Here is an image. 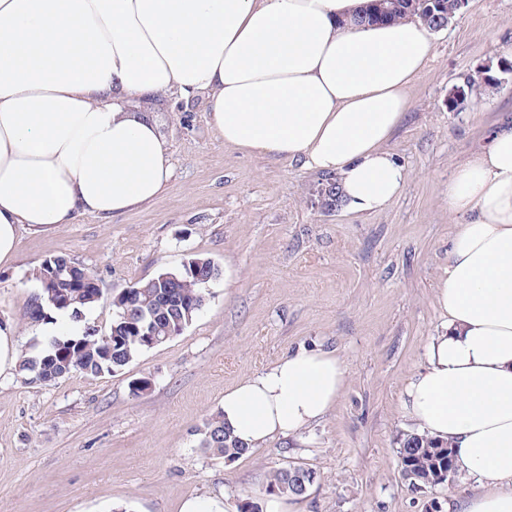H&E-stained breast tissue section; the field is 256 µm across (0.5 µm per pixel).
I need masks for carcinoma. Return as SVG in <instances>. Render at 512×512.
Here are the masks:
<instances>
[{"label":"carcinoma","instance_id":"carcinoma-1","mask_svg":"<svg viewBox=\"0 0 512 512\" xmlns=\"http://www.w3.org/2000/svg\"><path fill=\"white\" fill-rule=\"evenodd\" d=\"M388 12L378 8L355 18L361 24L396 21L418 17L424 11L423 0H390ZM61 258L44 260L34 271L43 312L27 309L25 318L32 323L48 321L51 314L64 312L71 321L79 322L82 309L100 301L96 289L71 287V277H57ZM178 281L166 278V272L139 281L129 296L112 297L115 311L110 331L98 335L80 327L65 336H53L37 351H24L18 358L17 372L31 383L49 384L73 371L98 376L116 373L137 355L153 348L152 337L170 335L175 326L185 329L205 304V287L219 275L218 266L207 257L190 256L177 272ZM201 446L216 458L234 459L248 449L233 439L224 428L220 415L207 420L200 429ZM398 465L412 484L432 488L437 485L438 472L448 466V446L423 434L406 435L398 451ZM297 483L288 469L273 471L265 491L269 495L300 496Z\"/></svg>","mask_w":512,"mask_h":512}]
</instances>
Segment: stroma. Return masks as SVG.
<instances>
[{"label":"stroma","mask_w":512,"mask_h":512,"mask_svg":"<svg viewBox=\"0 0 512 512\" xmlns=\"http://www.w3.org/2000/svg\"><path fill=\"white\" fill-rule=\"evenodd\" d=\"M512 0H467L437 31L408 110L387 144L406 175L386 209L327 213L312 205L324 174L300 161L225 146L205 121V100L168 94L158 119L173 176L152 203L110 223L85 216L44 233L22 231L0 266V322L15 352L65 334L67 315L32 326V273L63 257L92 273L102 300L81 326L107 333L113 296L186 258H211L220 275L184 331L124 370L73 372L43 385L0 372V512H182L201 498L264 503L273 470L313 469L296 512H457L476 480L456 472L419 489L398 467L415 424L407 382L425 365L441 318L434 286L456 232L448 182L460 162L512 117ZM479 88L449 109L453 87ZM336 350L348 375L330 414L298 437L233 459L211 457L198 428L225 390L303 347ZM148 381L143 392L134 382Z\"/></svg>","instance_id":"stroma-1"}]
</instances>
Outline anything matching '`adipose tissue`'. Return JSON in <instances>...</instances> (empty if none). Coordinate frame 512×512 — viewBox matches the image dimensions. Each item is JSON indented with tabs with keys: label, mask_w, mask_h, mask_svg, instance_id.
<instances>
[{
	"label": "adipose tissue",
	"mask_w": 512,
	"mask_h": 512,
	"mask_svg": "<svg viewBox=\"0 0 512 512\" xmlns=\"http://www.w3.org/2000/svg\"><path fill=\"white\" fill-rule=\"evenodd\" d=\"M367 0H0V264L21 229L102 222L154 202L172 175L154 112L208 97L225 145L336 176L341 203L377 213L406 184L386 144L434 32L353 24ZM458 217L437 279L441 329L404 408L482 486L460 512H512V122L457 165ZM303 348L242 379L219 413L247 448L301 435L346 383Z\"/></svg>",
	"instance_id": "adipose-tissue-1"
}]
</instances>
